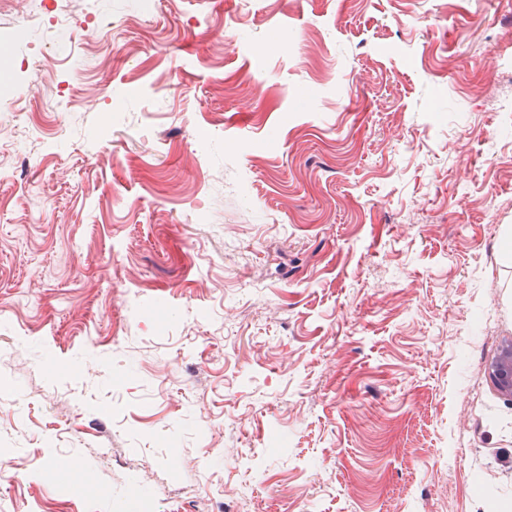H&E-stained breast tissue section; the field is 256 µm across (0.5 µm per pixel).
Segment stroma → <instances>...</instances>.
I'll list each match as a JSON object with an SVG mask.
<instances>
[{
	"label": "stroma",
	"mask_w": 512,
	"mask_h": 512,
	"mask_svg": "<svg viewBox=\"0 0 512 512\" xmlns=\"http://www.w3.org/2000/svg\"><path fill=\"white\" fill-rule=\"evenodd\" d=\"M65 9L0 63V512H512V0ZM494 385L505 396L512 397V357L496 362L491 370Z\"/></svg>",
	"instance_id": "35a3bbf8"
}]
</instances>
